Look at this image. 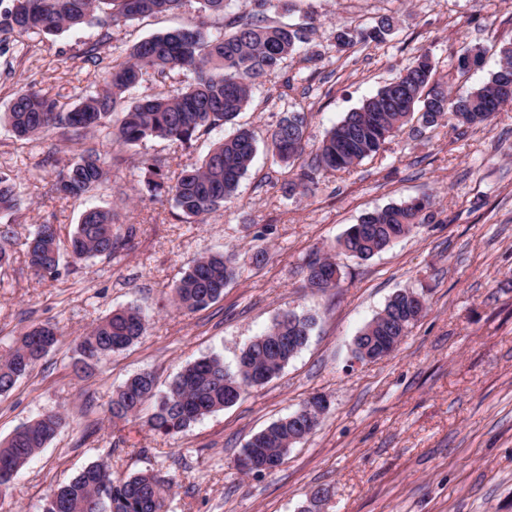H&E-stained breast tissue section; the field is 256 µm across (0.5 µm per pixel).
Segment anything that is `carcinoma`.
I'll return each mask as SVG.
<instances>
[{"label": "carcinoma", "instance_id": "obj_1", "mask_svg": "<svg viewBox=\"0 0 512 512\" xmlns=\"http://www.w3.org/2000/svg\"><path fill=\"white\" fill-rule=\"evenodd\" d=\"M0 14V32L17 36L56 35L97 25L110 28L128 21L173 13L183 0H22ZM199 19L192 24L158 33L134 43L127 51L109 57L107 84L72 105L44 93L34 85L20 89L6 117L20 140L30 141L62 129L77 141L88 132L98 133L114 144L133 147L151 139L169 140L190 148L202 135L231 123L248 105L253 86L284 71L288 58L307 43L306 28L269 22L267 13L288 10V0H245L251 10L228 11V0H199ZM223 16L220 28H211L206 18ZM391 28L390 20L352 34L336 32V44L380 42ZM501 63L481 87L448 101V86L433 79L435 64L429 54L417 56L402 68L396 80L385 85L361 107L348 113L330 129L316 148L313 163L303 167L290 190L311 193L317 174L324 170L348 169L376 153L385 140L399 131L415 112L426 127L448 123L455 128L483 125L512 99L501 94V86L512 84V46L499 50ZM186 69L195 79L181 91H161L126 107L112 124V114L125 94L152 73L165 79L174 70ZM269 149L285 160H299L306 151V117L303 112L284 116L270 134ZM256 141L252 133H237L213 145L201 164L183 169L174 182L154 183V189L171 195L183 218L202 221L230 202L241 178L248 171ZM108 178L94 150H82L59 166L47 193L60 198H82ZM19 201L15 179L0 175V219L11 215ZM432 199L424 196L401 205L369 213L361 224L372 227L362 237L353 225L339 241L345 253L366 260L393 240L407 235L424 222ZM110 209L90 208L67 242H62L53 224H39L25 243L28 263L35 274L53 281L63 256L74 261L110 258L127 242L114 230ZM14 234L11 224H0V266L12 257ZM336 262L315 255L307 265L308 287L326 290L338 286ZM236 278L232 255L208 252L193 260L176 282L173 302L190 312L209 307L224 296ZM314 318L283 312L271 327L242 350L236 367H224L218 356L195 361L156 396V381L149 371L128 378L112 397L109 413L116 420L138 418L145 405L154 402L147 419L149 428L173 436L204 416L227 407L230 385L244 393L268 382L308 342ZM147 318L138 306L113 310L92 324L81 337L83 355L98 360L138 342L145 334ZM398 327L384 314L372 319L356 336L354 352L375 351L384 336H398ZM60 332L50 323L37 324L24 332L10 351L0 357V395L9 393L58 343ZM63 421L62 413L48 412L17 428L0 441V499L6 498L13 478L54 438ZM316 426L286 417L254 434L244 445L250 450L249 473L281 465L288 450L313 434ZM175 478L143 471L116 478L109 464L96 461L70 481L52 490L51 512H166Z\"/></svg>", "mask_w": 512, "mask_h": 512}]
</instances>
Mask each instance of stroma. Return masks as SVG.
Returning a JSON list of instances; mask_svg holds the SVG:
<instances>
[{"mask_svg":"<svg viewBox=\"0 0 512 512\" xmlns=\"http://www.w3.org/2000/svg\"><path fill=\"white\" fill-rule=\"evenodd\" d=\"M198 8L184 0L175 13L107 31L0 33V175L22 187L9 218L16 238L38 224L68 238L90 207L114 209L130 235L112 257L63 259L51 282L35 275L20 249L0 267V356L32 325L61 332L57 346L0 396V440L39 414L64 416L0 512H43L51 488L101 459L118 477L147 469L174 476L169 512H303L317 488L327 491L322 512H512V104L476 128H426L411 119L358 165L318 174L310 194L289 193L294 169L268 148L272 129L293 111L306 114V139L316 147L425 51L451 92L482 86L499 67L493 46L512 43V0H288L274 21L312 29L288 62L293 90L279 96L273 77L257 84L234 123L191 148L159 139L112 146L93 133L75 144L58 129L39 140L16 138L5 114L21 86L76 102L106 78L86 59L91 45L121 52L190 23ZM385 18L394 27L383 42L337 48V31ZM473 45L486 46L484 59L460 74L457 57ZM240 128L252 132L257 150L231 202L194 222L170 197L155 195L146 161L160 160L176 177ZM80 148L99 151L108 181L81 200L46 194L54 177L46 152L64 161ZM424 195L434 204L410 235L366 261L339 250L364 214ZM259 247L269 252L260 267L251 260ZM224 249L235 255L237 279L206 309L177 310L175 282L200 254ZM315 250L334 255L338 287L305 288L302 266ZM402 288L423 291L426 312L391 356L356 360L355 336ZM130 304L148 317L145 336L76 377L80 336ZM287 310L314 315L307 346L237 403L172 438L140 419H111L112 394L130 376L152 372L162 394L200 358L217 355L235 368L241 350ZM315 394L331 401L315 434L279 468L242 474L236 461L250 436Z\"/></svg>","mask_w":512,"mask_h":512,"instance_id":"35a3bbf8","label":"stroma"}]
</instances>
